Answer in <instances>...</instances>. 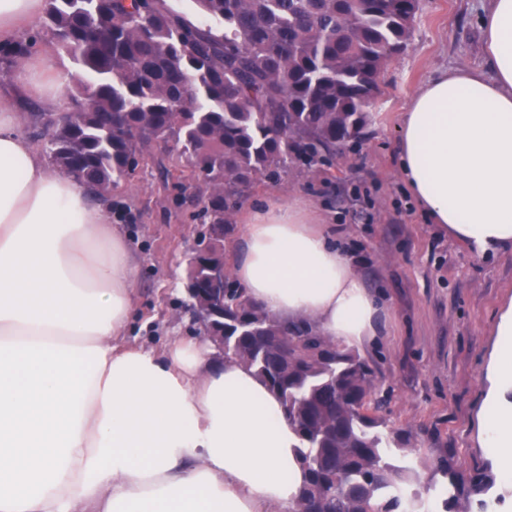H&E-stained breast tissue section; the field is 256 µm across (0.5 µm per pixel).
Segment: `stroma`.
Returning a JSON list of instances; mask_svg holds the SVG:
<instances>
[{"label": "stroma", "instance_id": "stroma-1", "mask_svg": "<svg viewBox=\"0 0 512 512\" xmlns=\"http://www.w3.org/2000/svg\"><path fill=\"white\" fill-rule=\"evenodd\" d=\"M482 0H421L411 44L381 75L361 135L342 154L297 161L279 179L258 180L228 214L224 268L238 258L240 223L251 210L293 201L309 205L386 313L380 333L358 354L389 393L386 415L411 435L415 456L448 449L469 465H488L476 443L481 371L501 306L512 299V250L475 257L430 223L398 170V127L412 96L439 71L483 65ZM200 183L175 144L152 146L138 168L107 194L113 223L140 262L130 340L162 348L201 335L185 282L200 240Z\"/></svg>", "mask_w": 512, "mask_h": 512}]
</instances>
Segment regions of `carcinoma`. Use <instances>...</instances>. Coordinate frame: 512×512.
Instances as JSON below:
<instances>
[{
    "mask_svg": "<svg viewBox=\"0 0 512 512\" xmlns=\"http://www.w3.org/2000/svg\"><path fill=\"white\" fill-rule=\"evenodd\" d=\"M223 34L166 0H46L33 35L0 43V77L39 43L71 58L72 114L49 119L51 164L90 193L127 178L173 140L193 166L202 211L225 224L247 189L360 136L388 61L403 53L420 0H192ZM193 255L186 288L209 287L224 240ZM224 360L253 369L285 405L309 481L295 512H496L487 468L410 458L409 436L378 415L374 371L307 321L269 313L224 277ZM428 473L436 499L413 486ZM442 481H436V478Z\"/></svg>",
    "mask_w": 512,
    "mask_h": 512,
    "instance_id": "cac0c4a2",
    "label": "carcinoma"
}]
</instances>
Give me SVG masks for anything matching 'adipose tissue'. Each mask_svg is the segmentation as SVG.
Returning <instances> with one entry per match:
<instances>
[{
	"label": "adipose tissue",
	"mask_w": 512,
	"mask_h": 512,
	"mask_svg": "<svg viewBox=\"0 0 512 512\" xmlns=\"http://www.w3.org/2000/svg\"><path fill=\"white\" fill-rule=\"evenodd\" d=\"M45 0H0V42ZM486 69L444 70L412 97L401 177L431 223L476 257L512 246V0L479 16ZM0 94V512H293L306 481L282 402L194 338L131 342L140 265L85 184L19 131L22 99L62 105L50 49ZM308 205L252 211L233 276L252 300L342 345L384 306ZM483 374L478 444L512 481V300Z\"/></svg>",
	"instance_id": "obj_1"
}]
</instances>
